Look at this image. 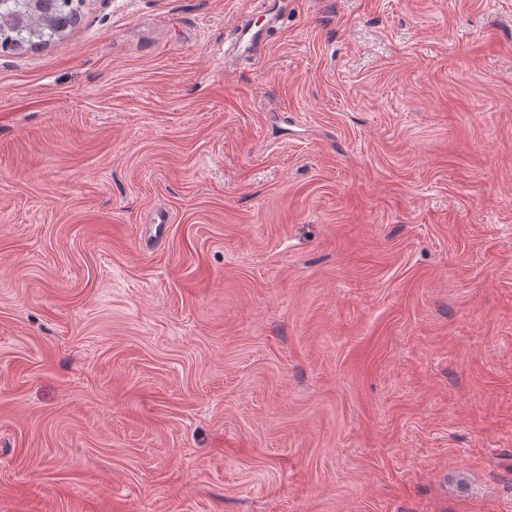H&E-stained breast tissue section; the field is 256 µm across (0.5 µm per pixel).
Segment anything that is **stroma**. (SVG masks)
<instances>
[{
  "mask_svg": "<svg viewBox=\"0 0 512 512\" xmlns=\"http://www.w3.org/2000/svg\"><path fill=\"white\" fill-rule=\"evenodd\" d=\"M0 512H512V0L0 53ZM263 33L260 30L253 31L249 26H241L237 29L234 38V54L238 56H253L257 52V45L262 41Z\"/></svg>",
  "mask_w": 512,
  "mask_h": 512,
  "instance_id": "obj_1",
  "label": "stroma"
}]
</instances>
